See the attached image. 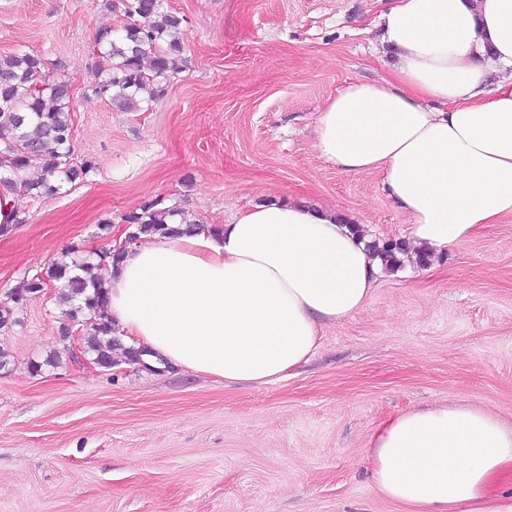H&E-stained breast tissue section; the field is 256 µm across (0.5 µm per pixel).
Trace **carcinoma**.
Returning a JSON list of instances; mask_svg holds the SVG:
<instances>
[{"label":"carcinoma","instance_id":"carcinoma-1","mask_svg":"<svg viewBox=\"0 0 512 512\" xmlns=\"http://www.w3.org/2000/svg\"><path fill=\"white\" fill-rule=\"evenodd\" d=\"M123 7L129 19L123 34L115 39L112 31L104 30L97 36L98 43L106 47L109 64L101 69L91 91L120 110H133L145 91H151L155 99L165 94L183 52L182 18L164 10L161 0H123ZM46 68L44 59L35 54L0 56V152L7 156V163L0 166L5 173L0 184L38 197L58 193L64 183L83 182L94 170L92 161L74 158L70 84L57 74L46 73ZM126 222L131 228L127 241L132 243L143 237L187 235L201 228L182 209L160 208L156 202L130 213ZM368 250L393 270L400 267L399 255L406 252V246L392 240L373 241ZM122 256L110 250L101 253L96 274L87 263L61 259L51 264L45 276L26 281L10 292L8 302L0 304V329L17 323L15 311L27 297L55 282L60 285L58 303L73 307L68 318L89 312L83 355L111 368L119 352L126 364L152 370L142 362L145 351L126 346L104 314L106 277L101 270L107 269L106 260L116 265Z\"/></svg>","mask_w":512,"mask_h":512}]
</instances>
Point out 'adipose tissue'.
<instances>
[{
  "label": "adipose tissue",
  "mask_w": 512,
  "mask_h": 512,
  "mask_svg": "<svg viewBox=\"0 0 512 512\" xmlns=\"http://www.w3.org/2000/svg\"><path fill=\"white\" fill-rule=\"evenodd\" d=\"M395 63L337 90L316 119L320 156L378 173L420 250L439 253L512 216V0H390ZM335 210L267 203L219 231L126 248L107 316L149 364L267 384L307 362L323 323L359 311L382 265ZM372 479L405 512H512V424L464 405L404 411L370 440Z\"/></svg>",
  "instance_id": "ef3b65f1"
}]
</instances>
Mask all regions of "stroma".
Here are the masks:
<instances>
[{"instance_id":"1","label":"stroma","mask_w":512,"mask_h":512,"mask_svg":"<svg viewBox=\"0 0 512 512\" xmlns=\"http://www.w3.org/2000/svg\"><path fill=\"white\" fill-rule=\"evenodd\" d=\"M386 0H164L184 51L164 96L119 111L89 87L121 0H0V55L36 54L73 90L83 182L21 194L0 235V301L61 257L96 262L148 202L228 224L269 200L335 209L368 239L409 238L379 174H347L315 121L347 82L391 63ZM55 285L0 330V512H402L367 449L390 417L438 403L512 416V217L429 265L385 273L371 301L319 331L310 360L266 385L75 356ZM39 372H30L31 364Z\"/></svg>"}]
</instances>
